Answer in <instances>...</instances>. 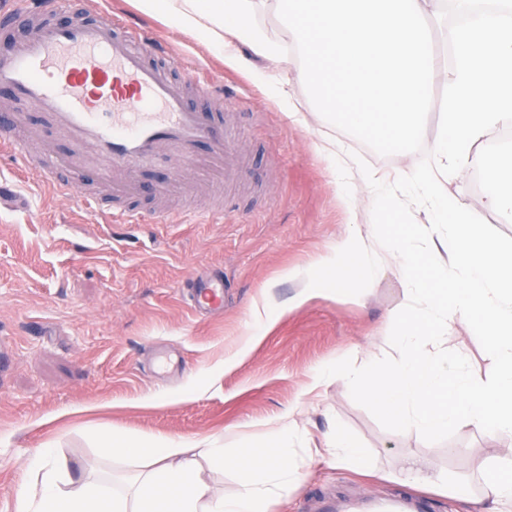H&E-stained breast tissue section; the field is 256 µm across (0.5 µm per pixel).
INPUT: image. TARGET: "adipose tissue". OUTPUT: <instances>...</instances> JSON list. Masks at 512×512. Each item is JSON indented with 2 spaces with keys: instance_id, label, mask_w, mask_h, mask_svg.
I'll return each instance as SVG.
<instances>
[{
  "instance_id": "obj_1",
  "label": "adipose tissue",
  "mask_w": 512,
  "mask_h": 512,
  "mask_svg": "<svg viewBox=\"0 0 512 512\" xmlns=\"http://www.w3.org/2000/svg\"><path fill=\"white\" fill-rule=\"evenodd\" d=\"M144 14L174 23L184 33L226 50L237 67L263 78L264 61L282 73L275 93L290 118L306 85L316 107L338 126L407 153L420 141L428 109L427 84L438 71L432 22L439 0H138ZM272 11L278 32L260 23ZM451 79L443 132L429 160L396 177L364 171L332 139L317 149L334 163L348 210L371 190L380 210L413 209L417 224L384 235L351 231L317 263L297 271L296 303L333 291L329 273L377 281L389 258H401L402 314L389 315L385 335L400 344V358L382 370L325 368L320 381H341L402 425L432 437L464 424L512 439V249L472 229L473 216L452 185L478 169L487 177L489 209L512 213V146L481 153L490 134L512 126V0L499 10L450 30ZM465 328L489 355L485 378H473L448 341ZM290 407L259 423L272 444L251 465L230 455L220 437L186 440L115 430L101 441L107 461L129 470L94 475L61 457L52 444L35 449L31 478L13 512H271L299 489L303 464L292 454L305 434ZM234 471L237 491L227 496L203 471Z\"/></svg>"
}]
</instances>
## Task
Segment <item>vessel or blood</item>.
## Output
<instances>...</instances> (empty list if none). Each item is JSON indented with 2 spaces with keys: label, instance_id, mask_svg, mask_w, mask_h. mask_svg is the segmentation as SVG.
<instances>
[{
  "label": "vessel or blood",
  "instance_id": "b4317fda",
  "mask_svg": "<svg viewBox=\"0 0 512 512\" xmlns=\"http://www.w3.org/2000/svg\"><path fill=\"white\" fill-rule=\"evenodd\" d=\"M71 0H0V26L18 25L22 35L0 49V89L33 107L69 139L68 155L29 154L16 132L21 114L0 113V154L22 156L54 193L67 196L63 179L69 156L93 152L127 178L112 184L109 208L116 224H176L179 216L130 207L140 195L143 173L160 153L171 152L179 166L191 168L190 181L153 183L155 197L192 196L209 188L220 171L235 182L245 171L243 156L226 134L224 93L214 84L173 79L159 62L152 39L131 32L109 13L91 20L57 22ZM206 95L196 106L191 90ZM196 310L224 309V284L200 279L192 284Z\"/></svg>",
  "mask_w": 512,
  "mask_h": 512
}]
</instances>
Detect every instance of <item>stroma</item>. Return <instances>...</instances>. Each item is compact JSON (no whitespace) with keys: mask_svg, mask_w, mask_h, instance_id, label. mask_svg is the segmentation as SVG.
<instances>
[{"mask_svg":"<svg viewBox=\"0 0 512 512\" xmlns=\"http://www.w3.org/2000/svg\"><path fill=\"white\" fill-rule=\"evenodd\" d=\"M86 16L119 11L150 29L169 49L177 72L200 81L227 78V119L239 131L249 165L245 189L224 200V220L197 224H111L99 209L58 198L16 161L0 163V182L13 196L0 203V341L10 367L0 380V512L26 477L31 449L53 441L58 452L90 468L101 466L97 437L112 428L143 435L223 436L244 462L266 453L255 420L303 405L298 422L310 433L300 490L273 512H372L374 503L400 502L404 512H476L452 492H429L393 480L402 456L441 471L449 482L468 481L481 495L484 475L512 461V442L458 425L428 437L401 426L340 382L315 386L330 362L360 365L375 350L380 365L400 356L380 334L404 299L398 261L373 285L357 280L332 295L295 304L300 283L288 277L319 260L351 224L373 230L383 215L370 201L348 212L329 157L314 146L322 137L342 140L379 172L393 175L422 164L442 134L448 76L428 90L427 130L410 155L386 151L330 123L320 112L295 122L271 90L225 60L222 50L141 13L135 0H77ZM32 151L65 154L66 136L29 112L22 128ZM111 178L121 169L91 154L73 157L65 171L79 192L111 202ZM453 192L477 218V229L512 248V214L485 207L482 172L471 171ZM217 276L226 285L224 310L197 312L187 282ZM279 314L247 357L223 370L225 357L252 331L250 314L262 301ZM167 353L170 370L153 371L154 351ZM206 386L196 399L179 398L192 381ZM110 403V410L68 421L58 412ZM338 428L364 448L368 474L332 461L324 436Z\"/></svg>","mask_w":512,"mask_h":512,"instance_id":"35a3bbf8","label":"stroma"}]
</instances>
